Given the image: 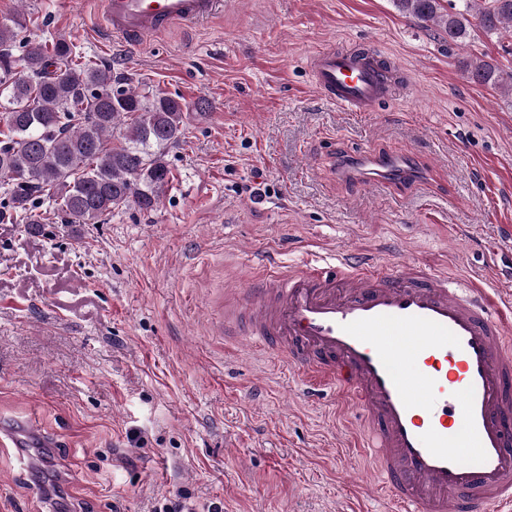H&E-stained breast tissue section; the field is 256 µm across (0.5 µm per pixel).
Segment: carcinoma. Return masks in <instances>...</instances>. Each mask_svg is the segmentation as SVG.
I'll return each instance as SVG.
<instances>
[{
  "mask_svg": "<svg viewBox=\"0 0 512 512\" xmlns=\"http://www.w3.org/2000/svg\"><path fill=\"white\" fill-rule=\"evenodd\" d=\"M441 13L440 0H396L398 8L444 28L448 41L467 37L473 23L486 33L512 31V0H461ZM18 19L0 22V188L8 197L0 221L45 224L59 211L71 224H97L134 202L153 209L168 185L167 149L182 136L186 104L163 93L148 97L95 63L73 43L34 41L13 55ZM477 84L512 90V73L492 63L466 64ZM54 208L36 212L40 200Z\"/></svg>",
  "mask_w": 512,
  "mask_h": 512,
  "instance_id": "1",
  "label": "carcinoma"
}]
</instances>
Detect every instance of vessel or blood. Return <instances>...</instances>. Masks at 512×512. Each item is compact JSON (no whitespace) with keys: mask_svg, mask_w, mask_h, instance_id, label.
<instances>
[{"mask_svg":"<svg viewBox=\"0 0 512 512\" xmlns=\"http://www.w3.org/2000/svg\"><path fill=\"white\" fill-rule=\"evenodd\" d=\"M106 38L136 44L198 24L223 0H96ZM307 65L315 88L353 112L375 111L396 83L371 48H321ZM396 154H348L343 167L384 179ZM234 336L284 356L302 393L327 389L352 410L359 456L379 477L387 512H512V301L447 272L372 257L263 263L251 288L228 292ZM34 432L0 427V446Z\"/></svg>","mask_w":512,"mask_h":512,"instance_id":"1","label":"vessel or blood"}]
</instances>
